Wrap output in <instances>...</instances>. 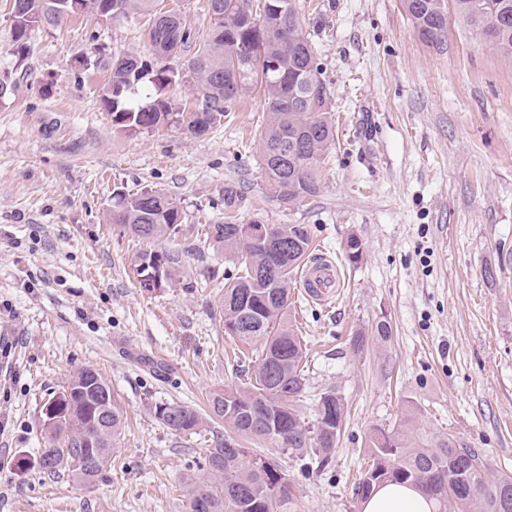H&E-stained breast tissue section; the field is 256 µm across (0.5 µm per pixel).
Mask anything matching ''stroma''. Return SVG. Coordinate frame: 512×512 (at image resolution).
<instances>
[{
    "label": "stroma",
    "mask_w": 512,
    "mask_h": 512,
    "mask_svg": "<svg viewBox=\"0 0 512 512\" xmlns=\"http://www.w3.org/2000/svg\"><path fill=\"white\" fill-rule=\"evenodd\" d=\"M297 6L336 137L319 193L293 206L265 187L258 93L199 138L113 128L99 97L109 70L71 63L93 46L107 59L146 52L145 16L104 24L86 13L32 32L17 89L0 100V512H185L180 485L206 444L161 426L148 405L203 408L210 391L251 381L261 356L224 332L219 301L238 267L205 229L227 221L308 225L339 271L334 304L291 288L305 344L300 413L313 423L329 389L345 404L327 462L304 472L271 441L241 440L288 475L291 512H361L370 432L409 413L420 432L452 435L512 474V62L453 13L436 49L400 0ZM228 187L239 196L230 208ZM156 188L184 220L157 244L179 258L173 280L148 291L131 272L139 242L107 215L115 191ZM353 236L356 264L344 251ZM380 321L393 330L385 342ZM83 366L125 411L112 462L90 485L36 464L43 405Z\"/></svg>",
    "instance_id": "obj_1"
}]
</instances>
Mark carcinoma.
<instances>
[{
  "label": "carcinoma",
  "instance_id": "carcinoma-1",
  "mask_svg": "<svg viewBox=\"0 0 512 512\" xmlns=\"http://www.w3.org/2000/svg\"><path fill=\"white\" fill-rule=\"evenodd\" d=\"M23 13L10 17L15 66H24L30 34L58 25L69 17L67 0H20ZM443 0H401L413 30L423 43L440 47L448 38L441 16ZM454 10L479 35L483 45L512 61V0H452ZM94 13L112 6V17L149 16L147 53L112 60L101 101L112 115V126L127 135L174 125L202 126L197 136L221 124L225 105L259 90L266 119L259 140L265 186L284 204H295L320 190L318 170L335 141L327 119V88L308 40L296 0H208V33L197 40L181 16L158 7V0H82ZM189 53L185 69L170 65ZM191 82L195 106L182 109L174 87ZM109 223L148 243L181 230L177 203L160 190L112 197ZM207 236L238 263V274L224 284L221 312L224 331L245 343L259 342L262 354L255 381L226 386L207 396L206 411L176 401L149 404L154 418L177 434L202 435L216 419L236 432L268 439L293 455L303 469H316L336 446L344 403L333 390L320 394L315 424L300 416L298 403L306 393L302 366L304 345L289 319L293 273L307 257L311 236L305 224H210ZM177 259L156 248L138 252L132 273L138 282L159 269L171 281ZM112 397V415L104 425L99 451L105 459L86 465L91 449L83 436L97 423L103 391ZM51 400L61 403L59 419L48 431L39 469L54 477L68 473L83 484L105 474L124 425L122 403L94 368L76 370ZM371 467L357 484V495L368 497L382 484L417 487L432 497L435 512H512V476H490L485 455L467 448L449 434L420 435L413 417L392 429H375L368 440ZM207 468L186 480L182 497L186 512H289L290 483L275 463L226 436L207 449Z\"/></svg>",
  "mask_w": 512,
  "mask_h": 512
}]
</instances>
